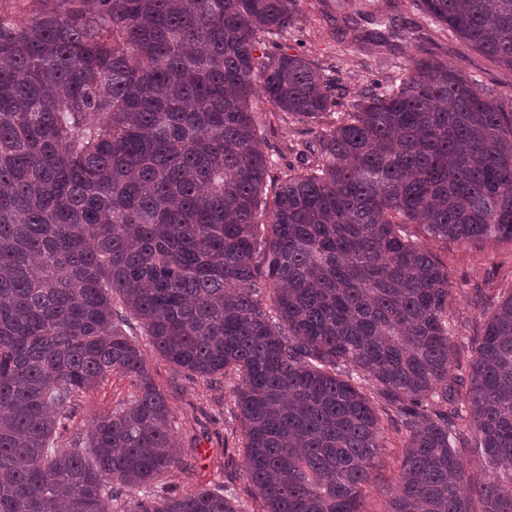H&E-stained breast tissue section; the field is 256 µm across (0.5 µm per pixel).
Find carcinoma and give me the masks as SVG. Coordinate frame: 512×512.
<instances>
[{
  "label": "carcinoma",
  "instance_id": "cac0c4a2",
  "mask_svg": "<svg viewBox=\"0 0 512 512\" xmlns=\"http://www.w3.org/2000/svg\"><path fill=\"white\" fill-rule=\"evenodd\" d=\"M0 7V512H246L156 494L181 463L136 339L238 377L261 512H364L385 426L389 512H512V291L460 396L452 272L417 234L512 244V97L422 54L308 143L265 194L261 92L320 124L342 89L263 51L296 0H29ZM512 70V0H415ZM110 376L133 392L59 449ZM499 475L472 484L456 444ZM386 448H382L385 468L375 471V478L364 490V510L366 512H387L389 509V488L394 486L399 476V464L402 454V435L392 429L386 430Z\"/></svg>",
  "mask_w": 512,
  "mask_h": 512
}]
</instances>
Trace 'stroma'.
<instances>
[{
    "mask_svg": "<svg viewBox=\"0 0 512 512\" xmlns=\"http://www.w3.org/2000/svg\"><path fill=\"white\" fill-rule=\"evenodd\" d=\"M297 10V28L285 32L278 44L336 79L347 97L340 111H347L348 100L367 85L397 75L411 56L421 53L462 68L489 89L512 92V70L498 66L426 19L411 0H297ZM252 108L263 124V151L269 160L266 190L271 193L288 165L309 163L302 146L312 133L308 125L288 119L263 95L253 98ZM420 244L450 264L453 284L448 323L458 346L467 347L482 330L484 310L496 306L512 289V246L443 243L430 237L421 238ZM139 342L154 380L168 397L177 447L195 451L194 475L173 469L161 480L164 492L179 496L226 485L234 488L249 512H258L259 504L244 476L241 426L233 414L234 378H226L220 387H209L172 366L147 337H140ZM128 393L125 378L114 376L102 382L84 395L69 430L89 432L95 417L116 409ZM402 446L401 434L388 431L385 467L364 491L365 512H388V491L398 480Z\"/></svg>",
    "mask_w": 512,
    "mask_h": 512,
    "instance_id": "stroma-1",
    "label": "stroma"
}]
</instances>
